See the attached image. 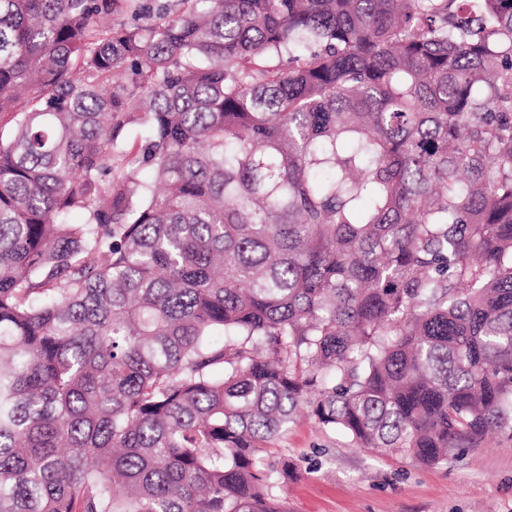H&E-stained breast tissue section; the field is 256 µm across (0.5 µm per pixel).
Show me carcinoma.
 <instances>
[{
	"label": "carcinoma",
	"instance_id": "1",
	"mask_svg": "<svg viewBox=\"0 0 512 512\" xmlns=\"http://www.w3.org/2000/svg\"><path fill=\"white\" fill-rule=\"evenodd\" d=\"M303 407L512 430V0H0V512H288Z\"/></svg>",
	"mask_w": 512,
	"mask_h": 512
}]
</instances>
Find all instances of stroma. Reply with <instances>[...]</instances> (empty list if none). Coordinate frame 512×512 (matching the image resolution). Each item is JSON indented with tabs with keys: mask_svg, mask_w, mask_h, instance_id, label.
<instances>
[{
	"mask_svg": "<svg viewBox=\"0 0 512 512\" xmlns=\"http://www.w3.org/2000/svg\"><path fill=\"white\" fill-rule=\"evenodd\" d=\"M290 512H512V433L436 465L372 453L300 414L269 445Z\"/></svg>",
	"mask_w": 512,
	"mask_h": 512,
	"instance_id": "obj_1",
	"label": "stroma"
}]
</instances>
